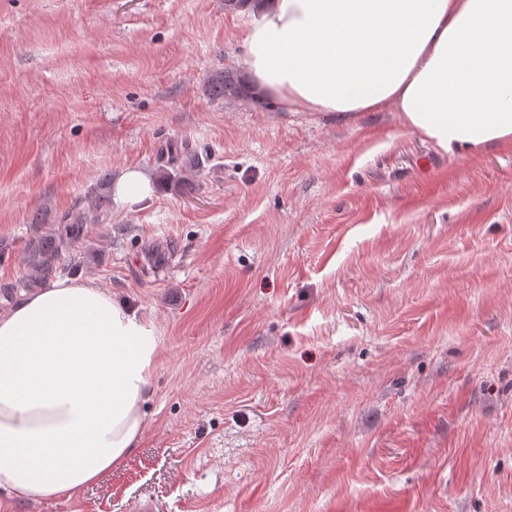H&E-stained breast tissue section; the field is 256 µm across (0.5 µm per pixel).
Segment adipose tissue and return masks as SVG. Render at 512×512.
<instances>
[{"mask_svg": "<svg viewBox=\"0 0 512 512\" xmlns=\"http://www.w3.org/2000/svg\"><path fill=\"white\" fill-rule=\"evenodd\" d=\"M244 68L285 112H400L451 154L512 143V0H272ZM158 342L92 282L0 313V506L69 501L136 448Z\"/></svg>", "mask_w": 512, "mask_h": 512, "instance_id": "obj_1", "label": "adipose tissue"}]
</instances>
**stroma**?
Returning a JSON list of instances; mask_svg holds the SVG:
<instances>
[{
  "mask_svg": "<svg viewBox=\"0 0 512 512\" xmlns=\"http://www.w3.org/2000/svg\"><path fill=\"white\" fill-rule=\"evenodd\" d=\"M245 16L0 0V311L26 240L103 177L202 161L63 255L156 328L142 441L13 512H512V144L451 155L390 108L211 98ZM168 163L176 164L173 172L163 169L160 172L159 179L166 183H176L183 181L187 173H198L199 172V160L195 158V154L183 148V150L174 153L171 152L170 161Z\"/></svg>",
  "mask_w": 512,
  "mask_h": 512,
  "instance_id": "stroma-1",
  "label": "stroma"
}]
</instances>
